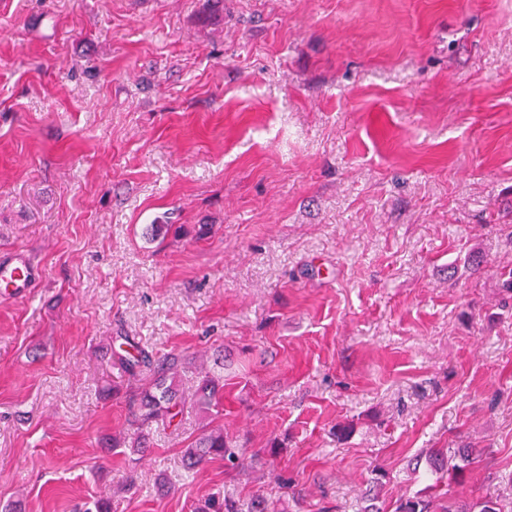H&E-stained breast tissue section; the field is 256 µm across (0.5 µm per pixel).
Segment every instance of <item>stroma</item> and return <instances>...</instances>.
<instances>
[{
    "instance_id": "35a3bbf8",
    "label": "stroma",
    "mask_w": 512,
    "mask_h": 512,
    "mask_svg": "<svg viewBox=\"0 0 512 512\" xmlns=\"http://www.w3.org/2000/svg\"><path fill=\"white\" fill-rule=\"evenodd\" d=\"M0 512H381L432 448L512 504V0H0ZM224 352L260 463L137 459L112 339ZM40 279L38 266L23 253L0 259V297L22 299Z\"/></svg>"
}]
</instances>
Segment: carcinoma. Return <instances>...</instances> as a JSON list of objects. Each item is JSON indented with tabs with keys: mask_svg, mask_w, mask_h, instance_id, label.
I'll return each instance as SVG.
<instances>
[{
	"mask_svg": "<svg viewBox=\"0 0 512 512\" xmlns=\"http://www.w3.org/2000/svg\"><path fill=\"white\" fill-rule=\"evenodd\" d=\"M127 346L124 352H113L115 364L124 373L134 378L138 369L148 366L154 376L149 383L137 390L126 392L130 426L136 428L131 435L130 447L134 453L144 455L149 449L148 437L143 427L157 424L166 427H178L186 400L193 401L204 422L201 433L185 449L187 467L193 469L198 465L220 459L224 466L237 468L244 465V452L236 447L220 429L210 428V419L214 409L221 405L224 397V375L207 370L199 378L196 390L191 396L180 389L178 370L181 357L170 353L163 358H153L142 351L129 337H121ZM477 449L460 448L453 454L436 450L429 454L427 473L435 480L421 494L403 499L397 505L396 512H505V506L497 501L483 500L472 504L463 511L449 500L448 490L442 483L443 478L455 483L464 480L466 468L473 460ZM196 512H238L236 506L222 501L218 497L207 499L196 508Z\"/></svg>",
	"mask_w": 512,
	"mask_h": 512,
	"instance_id": "cac0c4a2",
	"label": "carcinoma"
}]
</instances>
